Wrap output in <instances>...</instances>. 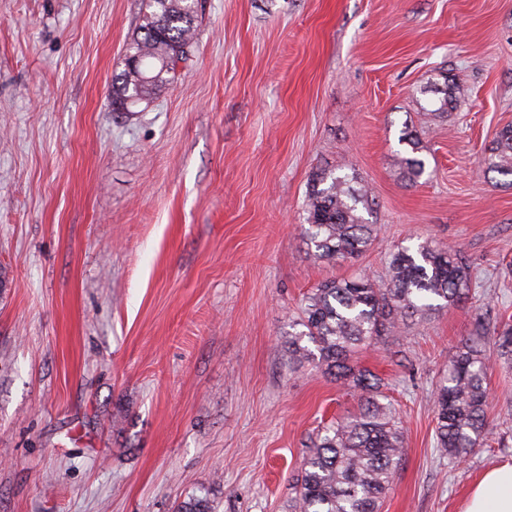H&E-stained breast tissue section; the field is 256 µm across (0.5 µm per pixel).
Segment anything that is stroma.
I'll list each match as a JSON object with an SVG mask.
<instances>
[{"label":"stroma","mask_w":512,"mask_h":512,"mask_svg":"<svg viewBox=\"0 0 512 512\" xmlns=\"http://www.w3.org/2000/svg\"><path fill=\"white\" fill-rule=\"evenodd\" d=\"M140 0H0V512H292L311 437L359 402L289 365L318 284L384 278L400 246L461 251L467 298L360 351L405 454L381 512H461L512 462V370L487 437L436 444L435 389L483 321L512 322V186L485 152L512 123V0H202L175 81L110 106ZM453 79L447 117L425 88ZM426 163L400 174L404 128ZM372 195L355 262L315 261L311 173Z\"/></svg>","instance_id":"obj_1"}]
</instances>
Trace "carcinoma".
<instances>
[{
	"label": "carcinoma",
	"instance_id": "carcinoma-1",
	"mask_svg": "<svg viewBox=\"0 0 512 512\" xmlns=\"http://www.w3.org/2000/svg\"><path fill=\"white\" fill-rule=\"evenodd\" d=\"M199 0H141L142 20L131 41L124 69L112 78V111L129 112L174 78L194 42ZM444 113L462 89L444 80L435 86ZM400 141L411 156L401 158L404 176L415 181L425 171L419 137L406 129ZM487 172L512 177V125L497 133L483 159ZM368 189L336 169L312 172L304 210L307 241L319 261L353 259L372 244L376 229L360 209H368ZM471 288L469 265L457 250L431 242L392 254L388 277L363 273L321 283L305 298L285 341L288 362L313 364L330 379L357 393L359 412L336 419L311 440L304 458L293 512H380L404 455V437L381 382L351 361L359 350L393 335L410 318L425 317ZM483 331L461 343L449 358L436 391L437 447L448 458L465 460L487 431L485 380L490 358L479 348ZM500 356H512V325L497 333ZM178 512H210L207 497L183 502Z\"/></svg>",
	"mask_w": 512,
	"mask_h": 512
}]
</instances>
